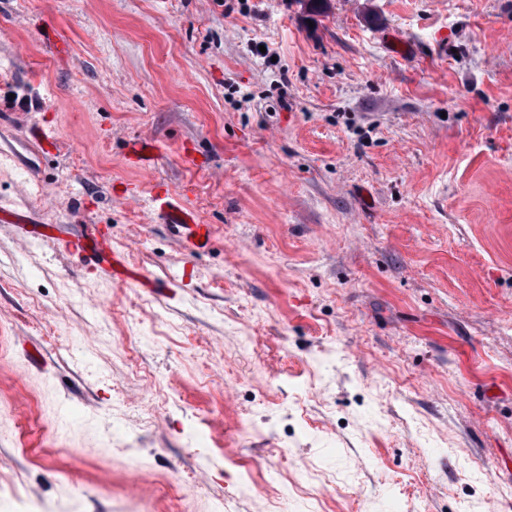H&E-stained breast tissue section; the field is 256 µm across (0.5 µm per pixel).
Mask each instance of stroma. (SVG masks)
Here are the masks:
<instances>
[{
	"label": "stroma",
	"mask_w": 512,
	"mask_h": 512,
	"mask_svg": "<svg viewBox=\"0 0 512 512\" xmlns=\"http://www.w3.org/2000/svg\"><path fill=\"white\" fill-rule=\"evenodd\" d=\"M16 207L169 288L0 224V512H512V0H0ZM158 155L157 146L145 139L134 138L126 143L121 163L145 171L155 166ZM185 192L184 188H161L152 195V203L173 236L190 252L202 255L212 247L213 227L200 224L195 212L183 203ZM0 222L12 224L24 239H46L61 242L68 252L82 258L88 268L102 269L112 279L114 287L139 285L163 292L167 288L157 281L145 279L128 267L123 257L112 250V227L108 224H85L78 233L64 231L60 224H44L30 212L21 209H2Z\"/></svg>",
	"instance_id": "1"
}]
</instances>
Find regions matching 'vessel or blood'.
<instances>
[{"label":"vessel or blood","mask_w":512,"mask_h":512,"mask_svg":"<svg viewBox=\"0 0 512 512\" xmlns=\"http://www.w3.org/2000/svg\"><path fill=\"white\" fill-rule=\"evenodd\" d=\"M158 148L151 142L134 138L127 142L121 163L137 170L154 167ZM184 189L166 187L154 192L152 203L173 236L190 252L208 253L214 240L212 225L200 223L194 211L183 202ZM0 222L13 225L24 239H46L61 242L68 252L82 258L88 267L107 272L114 287L137 285L149 287V280L128 267L123 257L112 249V227L87 224L77 233L64 231L58 224H47L21 209L0 211Z\"/></svg>","instance_id":"b4317fda"}]
</instances>
